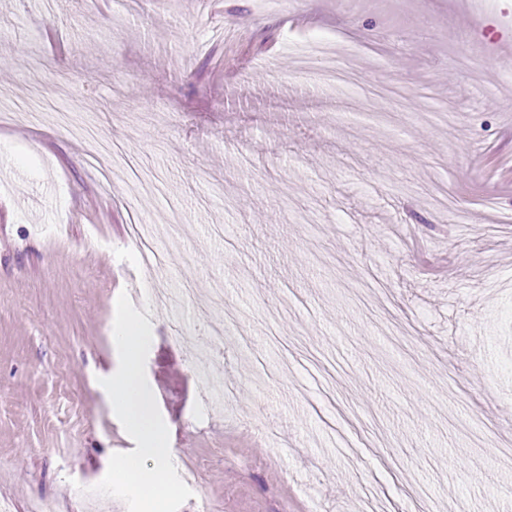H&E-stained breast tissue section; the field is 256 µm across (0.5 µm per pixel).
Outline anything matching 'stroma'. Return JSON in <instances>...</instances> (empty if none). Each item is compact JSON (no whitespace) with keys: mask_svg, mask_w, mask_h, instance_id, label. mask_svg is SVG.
Here are the masks:
<instances>
[{"mask_svg":"<svg viewBox=\"0 0 512 512\" xmlns=\"http://www.w3.org/2000/svg\"><path fill=\"white\" fill-rule=\"evenodd\" d=\"M512 0H0V500L134 450L116 301L180 512H512ZM328 40L350 72L294 51ZM224 329L202 378L198 341Z\"/></svg>","mask_w":512,"mask_h":512,"instance_id":"35a3bbf8","label":"stroma"}]
</instances>
